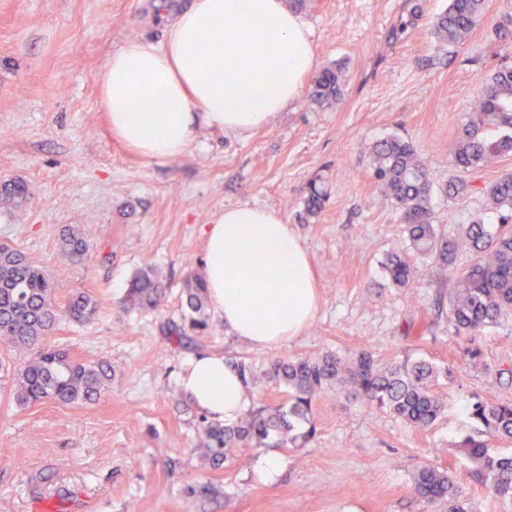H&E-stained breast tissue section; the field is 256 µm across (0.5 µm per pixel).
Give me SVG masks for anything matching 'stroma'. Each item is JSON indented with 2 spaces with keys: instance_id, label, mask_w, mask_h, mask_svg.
Here are the masks:
<instances>
[{
  "instance_id": "1",
  "label": "stroma",
  "mask_w": 512,
  "mask_h": 512,
  "mask_svg": "<svg viewBox=\"0 0 512 512\" xmlns=\"http://www.w3.org/2000/svg\"><path fill=\"white\" fill-rule=\"evenodd\" d=\"M187 3L0 0V183L21 180L30 191L21 208L0 204V243L48 272L57 306L79 290L97 297L96 320L60 321L48 340L112 367L109 388L91 405L20 408L0 383V512H445L413 489V471L427 462L452 471L472 512H500L475 492L453 443L471 427L472 394L512 400V378L493 371L512 363V321L471 340L449 328L435 286L388 284L381 262L408 240L376 187L371 148L393 135L414 144L434 176L430 205L445 232L496 223L482 192L451 198L443 187L456 173L452 145L481 81L512 67V41L491 35L512 15V0H486L484 22L453 50L430 32L448 0H305L317 68L345 66L340 104L324 109L302 97L268 126L245 136L205 128L186 154L158 162L113 137L98 77L124 41L162 40L166 16ZM401 25L405 33L393 37ZM315 180L327 199L312 215L304 200ZM235 205L274 209L292 225L319 307L300 336L270 350L242 344L212 315L197 350L260 365L361 347L386 359L428 358L454 373L439 422L415 428L331 391L317 403L315 438L278 449L276 482L251 478L262 448L244 449L230 468L201 465L197 423L178 385L190 353L171 349L163 327L180 318L187 274L203 269L207 224ZM70 226L91 242L80 263L61 250ZM147 264L169 291L156 312L125 311L127 285ZM409 319L422 329L406 337ZM474 345L487 369L471 367Z\"/></svg>"
}]
</instances>
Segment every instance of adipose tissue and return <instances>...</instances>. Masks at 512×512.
I'll return each mask as SVG.
<instances>
[{
  "mask_svg": "<svg viewBox=\"0 0 512 512\" xmlns=\"http://www.w3.org/2000/svg\"><path fill=\"white\" fill-rule=\"evenodd\" d=\"M314 65L311 29L286 0H192L162 41L134 38L112 53L99 76V101L118 141L168 161L188 150L199 129L242 135L268 124L298 100ZM203 268L216 311L251 348L299 336L316 312L308 255L272 209H225L205 229ZM179 386L225 424L252 402L220 353L189 359Z\"/></svg>",
  "mask_w": 512,
  "mask_h": 512,
  "instance_id": "adipose-tissue-1",
  "label": "adipose tissue"
}]
</instances>
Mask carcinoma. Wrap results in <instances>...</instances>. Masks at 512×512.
I'll list each match as a JSON object with an SVG mask.
<instances>
[{"label": "carcinoma", "mask_w": 512, "mask_h": 512, "mask_svg": "<svg viewBox=\"0 0 512 512\" xmlns=\"http://www.w3.org/2000/svg\"><path fill=\"white\" fill-rule=\"evenodd\" d=\"M485 0H449L434 18L431 32L442 45L457 48L483 18ZM345 72L335 64L323 68L308 91L322 107L339 103ZM512 153V68L500 67L482 81L472 111L452 147L455 166L463 173L487 167ZM375 183L383 198L406 225L409 247L389 251L383 269L395 288L411 290L438 284L439 299L448 300V325L454 333L476 336L512 319V172L488 185L484 196L498 223L467 224L446 234L434 224L429 206L434 176L414 147L398 136L376 142L371 150ZM29 189L20 180L0 185V200L22 206ZM327 197L325 187L310 185L306 210L317 213ZM90 241L77 228L65 230L61 248L72 261H82ZM470 263L458 266L459 254ZM167 292L163 274L147 264L130 281L126 304L140 312L155 311ZM181 320L167 325L166 337L191 345L210 334L212 324L204 278L190 273L184 283ZM100 312L99 301L85 291L72 293L60 309L49 274L23 252L0 244V342L26 353L14 367L11 396L26 408L51 400L61 405L97 401L112 380V367L76 362L66 350L47 343L61 318L89 323ZM249 386L253 404L232 426L203 415V439L197 444L211 466L230 464L243 448H298L316 435L313 408L329 390H344L370 410L390 414L414 427H432L447 403L441 386L452 370L426 359L384 360L369 349L308 356H281L264 367L247 359L235 361ZM282 395L279 403L266 393ZM473 432L455 442L472 465L481 494L512 505V402L473 398L468 407ZM507 444L503 450L500 445ZM414 490L429 503H446L448 512H467L457 497L449 470L421 466L413 472Z\"/></svg>", "instance_id": "carcinoma-1"}]
</instances>
